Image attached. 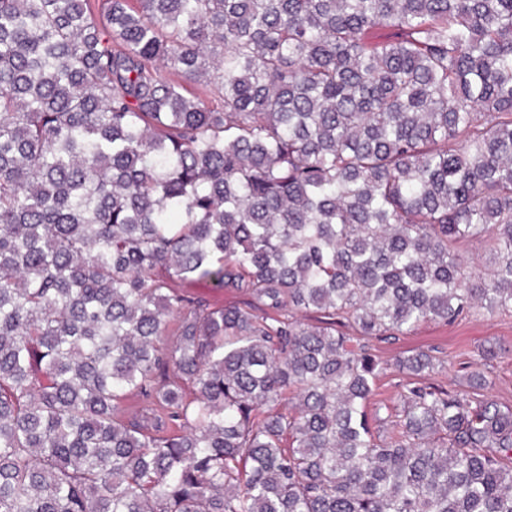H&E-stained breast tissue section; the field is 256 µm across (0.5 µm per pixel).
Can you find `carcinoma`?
Listing matches in <instances>:
<instances>
[{
  "label": "carcinoma",
  "mask_w": 512,
  "mask_h": 512,
  "mask_svg": "<svg viewBox=\"0 0 512 512\" xmlns=\"http://www.w3.org/2000/svg\"><path fill=\"white\" fill-rule=\"evenodd\" d=\"M477 307L512 0H0V512H512V409L416 352L382 440L353 345ZM175 288L180 293L192 297L196 302H200L212 310L239 307L257 316L263 314L261 307L253 302L250 297L232 288L219 287L210 282L175 283Z\"/></svg>",
  "instance_id": "obj_1"
}]
</instances>
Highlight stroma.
I'll use <instances>...</instances> for the list:
<instances>
[{
    "instance_id": "stroma-1",
    "label": "stroma",
    "mask_w": 512,
    "mask_h": 512,
    "mask_svg": "<svg viewBox=\"0 0 512 512\" xmlns=\"http://www.w3.org/2000/svg\"><path fill=\"white\" fill-rule=\"evenodd\" d=\"M178 290L212 310L238 307L257 316L262 313L250 297L210 282L182 283ZM367 347L384 368L367 407L370 422L380 436H387L388 418L400 409L399 392L405 376L395 368V360L418 350L428 351L442 361L432 377L433 383L451 392L460 391L469 374L478 369L485 374L487 384L476 390V397L512 407V313H490L478 308L462 321L425 322L407 334L388 333L369 339ZM486 350L493 351L494 356L484 363L480 354Z\"/></svg>"
}]
</instances>
